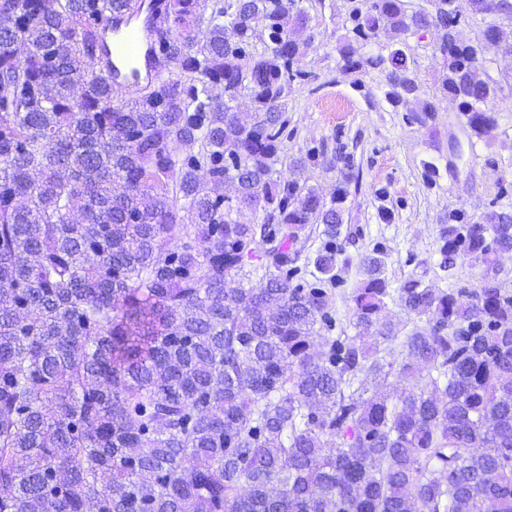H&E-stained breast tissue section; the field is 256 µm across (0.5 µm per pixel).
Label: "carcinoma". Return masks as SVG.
Here are the masks:
<instances>
[{"label": "carcinoma", "mask_w": 512, "mask_h": 512, "mask_svg": "<svg viewBox=\"0 0 512 512\" xmlns=\"http://www.w3.org/2000/svg\"><path fill=\"white\" fill-rule=\"evenodd\" d=\"M132 2L0 0V512H512V294L494 268L512 211L440 229L446 277L486 265L472 290L393 289L378 246L356 334L330 335L359 175L340 146L328 204L274 178L307 77L297 0H165L155 55L178 74L127 101L101 25ZM427 2L357 0L354 41L490 16L479 41L437 47L439 90L479 136L500 89L479 58L512 55V0ZM340 53L434 118L402 50ZM306 231L323 238L310 274L291 249ZM394 296L427 320L400 356ZM394 370L397 402L367 395Z\"/></svg>", "instance_id": "obj_1"}]
</instances>
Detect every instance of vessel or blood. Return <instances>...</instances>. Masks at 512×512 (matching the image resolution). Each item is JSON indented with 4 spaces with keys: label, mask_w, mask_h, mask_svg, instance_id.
<instances>
[{
    "label": "vessel or blood",
    "mask_w": 512,
    "mask_h": 512,
    "mask_svg": "<svg viewBox=\"0 0 512 512\" xmlns=\"http://www.w3.org/2000/svg\"><path fill=\"white\" fill-rule=\"evenodd\" d=\"M150 15L115 16L107 23V55L114 68L150 78L156 74Z\"/></svg>",
    "instance_id": "obj_1"
}]
</instances>
